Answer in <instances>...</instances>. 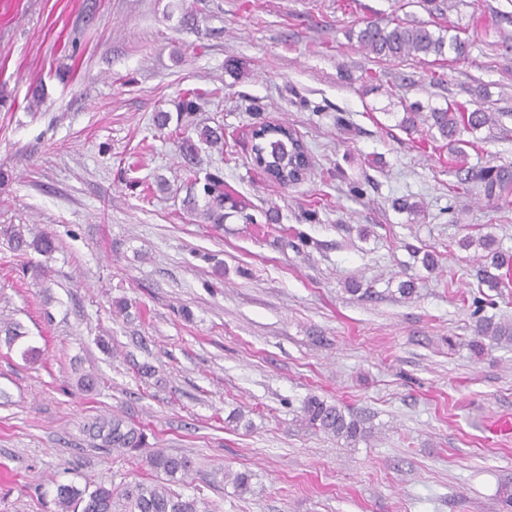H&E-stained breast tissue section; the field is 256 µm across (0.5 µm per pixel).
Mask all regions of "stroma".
Wrapping results in <instances>:
<instances>
[{"instance_id": "35a3bbf8", "label": "stroma", "mask_w": 512, "mask_h": 512, "mask_svg": "<svg viewBox=\"0 0 512 512\" xmlns=\"http://www.w3.org/2000/svg\"><path fill=\"white\" fill-rule=\"evenodd\" d=\"M392 18L448 25L465 56L378 61L356 34ZM417 101L503 113L461 137L469 166L512 170V0H0V319L26 331L0 345V512H54L59 483L154 481L83 433L112 411L193 457L175 489L220 512H512L493 431L512 344L468 347L479 319L512 323V206L400 128ZM260 122L307 146L300 183L254 162ZM210 174L245 207L220 226L188 203ZM11 225L55 251H14ZM311 396L366 436L305 425Z\"/></svg>"}]
</instances>
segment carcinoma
Masks as SVG:
<instances>
[{"label": "carcinoma", "mask_w": 512, "mask_h": 512, "mask_svg": "<svg viewBox=\"0 0 512 512\" xmlns=\"http://www.w3.org/2000/svg\"><path fill=\"white\" fill-rule=\"evenodd\" d=\"M443 31L445 28L442 27L434 32L425 24L369 21L359 29L357 40L382 61H404L421 54L442 57L448 48L456 56H463L466 53L465 42L456 36L447 38ZM492 121L493 113L482 109L470 111L463 105L450 103L444 107H424L415 103L404 113L400 126L407 131H415L421 122L429 129L436 130L442 139L448 141V154L454 158L455 166L463 169L467 165L466 141L458 138L459 133L477 130ZM255 136L254 161L271 180L288 186L299 183L305 177L309 167L307 149L291 129L264 124L258 128ZM473 178L484 184V190L489 195L512 192V173L502 169L482 168L476 171ZM203 192L206 200L204 215L215 224L223 223L224 209H238L237 201L224 193V180L218 175L207 178ZM10 238L13 249L17 251L31 248L49 255L56 249L51 236L39 235L29 241L21 228L11 230ZM477 334L478 339L470 342V348L480 354L484 351L486 340L512 342V325L481 318L478 320ZM302 412L308 425L338 439L352 443L367 434L363 420L345 414L339 406L316 396L304 402ZM83 432L96 441L95 447L108 451L120 449L135 458L148 447L144 426L118 414L93 418L83 425ZM143 462L170 481L179 477L184 479L194 471V461L186 455L151 451L145 455ZM55 504L57 512H214L210 505L193 495L177 493L163 483L147 484L143 481H131L117 487L100 482L92 488L58 483Z\"/></svg>", "instance_id": "1"}]
</instances>
